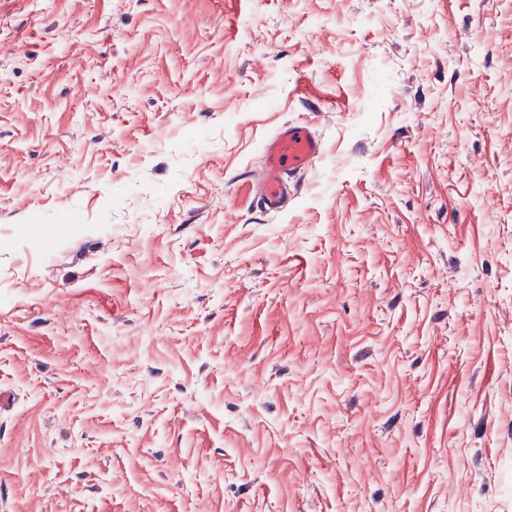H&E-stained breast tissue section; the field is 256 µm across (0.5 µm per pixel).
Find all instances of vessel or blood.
<instances>
[{
    "instance_id": "1",
    "label": "vessel or blood",
    "mask_w": 512,
    "mask_h": 512,
    "mask_svg": "<svg viewBox=\"0 0 512 512\" xmlns=\"http://www.w3.org/2000/svg\"><path fill=\"white\" fill-rule=\"evenodd\" d=\"M322 153L321 138L305 123H284L266 138L260 176L255 183L265 210L281 211L295 191L292 175L313 168Z\"/></svg>"
}]
</instances>
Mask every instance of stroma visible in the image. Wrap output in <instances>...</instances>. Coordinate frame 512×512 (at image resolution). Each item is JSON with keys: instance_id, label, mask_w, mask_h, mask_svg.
<instances>
[{"instance_id": "1", "label": "stroma", "mask_w": 512, "mask_h": 512, "mask_svg": "<svg viewBox=\"0 0 512 512\" xmlns=\"http://www.w3.org/2000/svg\"><path fill=\"white\" fill-rule=\"evenodd\" d=\"M0 391V512H512V0H0ZM323 153V142L307 123L286 122L262 144L263 163L254 184L265 210L281 211L296 187L290 178L313 168Z\"/></svg>"}]
</instances>
